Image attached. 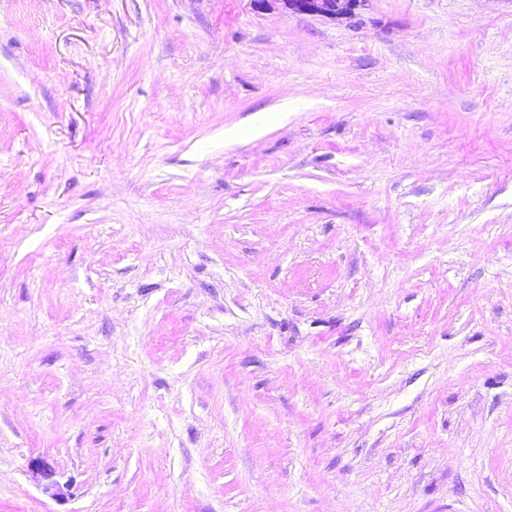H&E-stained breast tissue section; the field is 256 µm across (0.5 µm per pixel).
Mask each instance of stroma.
<instances>
[{"label": "stroma", "instance_id": "stroma-1", "mask_svg": "<svg viewBox=\"0 0 512 512\" xmlns=\"http://www.w3.org/2000/svg\"><path fill=\"white\" fill-rule=\"evenodd\" d=\"M0 512H512V0H0ZM292 12L316 14L326 17L346 15L355 0H278Z\"/></svg>", "mask_w": 512, "mask_h": 512}]
</instances>
